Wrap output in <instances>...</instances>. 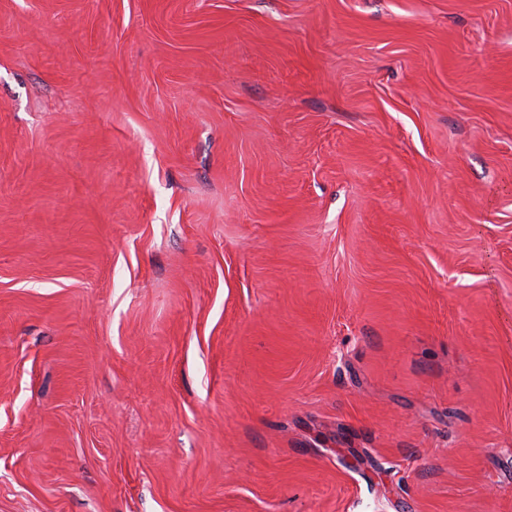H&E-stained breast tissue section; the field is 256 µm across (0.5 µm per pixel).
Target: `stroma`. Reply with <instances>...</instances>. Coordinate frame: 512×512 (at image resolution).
Segmentation results:
<instances>
[{"mask_svg":"<svg viewBox=\"0 0 512 512\" xmlns=\"http://www.w3.org/2000/svg\"><path fill=\"white\" fill-rule=\"evenodd\" d=\"M0 512H512V0H0Z\"/></svg>","mask_w":512,"mask_h":512,"instance_id":"stroma-1","label":"stroma"}]
</instances>
